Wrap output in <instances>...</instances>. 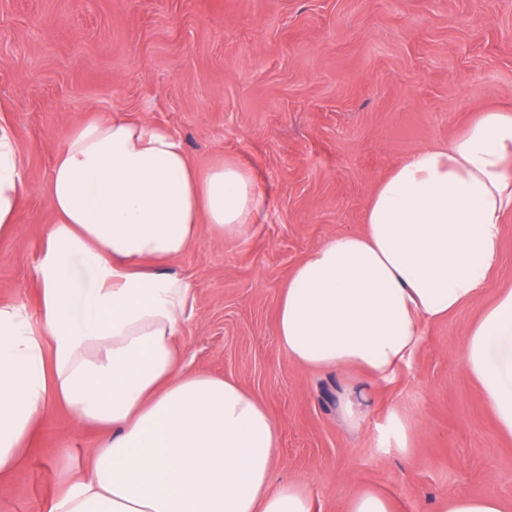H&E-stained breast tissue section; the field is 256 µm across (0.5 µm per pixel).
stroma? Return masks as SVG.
<instances>
[{
  "instance_id": "1",
  "label": "stroma",
  "mask_w": 512,
  "mask_h": 512,
  "mask_svg": "<svg viewBox=\"0 0 512 512\" xmlns=\"http://www.w3.org/2000/svg\"><path fill=\"white\" fill-rule=\"evenodd\" d=\"M502 106L512 0H0V128L27 184L0 236V305L39 328L46 187L66 130L115 113L167 129L198 170L237 160L261 194L246 238L201 230L165 269L195 293L181 364L268 408L281 427L277 479L307 486L314 512H344L363 488L392 512H438L462 492L512 503V436L461 359L483 302L426 325L408 364L373 387L354 370L300 369L275 326L290 273L363 229L381 177ZM352 392L365 396L357 430L340 412ZM395 408L413 427L403 452L384 435ZM102 437L47 405L21 465L0 476V512H47Z\"/></svg>"
}]
</instances>
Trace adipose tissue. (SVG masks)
<instances>
[{"instance_id": "obj_1", "label": "adipose tissue", "mask_w": 512, "mask_h": 512, "mask_svg": "<svg viewBox=\"0 0 512 512\" xmlns=\"http://www.w3.org/2000/svg\"><path fill=\"white\" fill-rule=\"evenodd\" d=\"M22 163L0 131V234L14 228ZM47 194L55 220L36 267L42 335L0 306V475L21 463L39 412L65 406L106 433L48 512H313L274 484L281 429L237 383L179 363L190 284L159 269L200 226L241 239L262 205L238 161L197 171L168 130L121 115L73 128ZM512 213V108L420 148L376 184L364 229L329 238L288 278L276 332L304 369L390 380L425 325L477 300L461 358L512 435V289L486 300ZM91 275L77 287L75 265Z\"/></svg>"}]
</instances>
